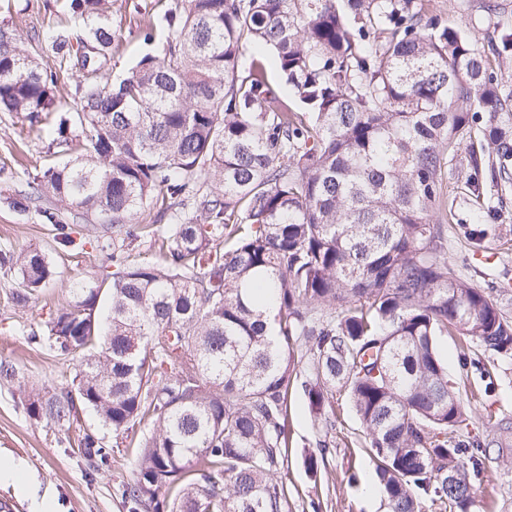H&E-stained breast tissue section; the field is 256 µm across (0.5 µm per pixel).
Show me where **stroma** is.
Masks as SVG:
<instances>
[{
    "mask_svg": "<svg viewBox=\"0 0 512 512\" xmlns=\"http://www.w3.org/2000/svg\"><path fill=\"white\" fill-rule=\"evenodd\" d=\"M170 2L112 0V28L121 36L112 45V81L125 76L139 55L158 50V43L143 41L139 31L145 20L160 19ZM428 2L431 16L464 19L482 42L493 37L496 22L512 20V0H494L497 10L492 14L485 9L487 0ZM43 4L44 0H11L10 11L0 10V24L32 42L63 21ZM60 161L28 120L0 112V250L39 246L57 271L38 298L24 307L13 300L14 278L0 273V360L12 364L16 372L13 382H0V456L22 461L31 489L52 496L58 512H129L122 491L134 478L133 457H115L93 472L78 451V436L97 427L94 414L85 413L77 422L60 427L30 418L20 401V388L51 390L72 378L75 362L54 356L29 338L42 333L51 313L67 304L72 280L99 271L105 261L98 225H74V244L64 247L56 243L52 226L41 223L35 209L19 210L7 203L8 197L28 191L38 171ZM455 211L456 219L448 226L449 262L489 291L512 316V207L497 219L483 221L477 220L470 201L457 200ZM137 221L149 231L129 246V262L162 261L156 240L165 234L166 222L150 206L142 209ZM437 346L448 364V384L466 410L465 422L449 429V438H495L501 448L485 460L476 480L477 512H512V433L500 436L493 427L495 419L512 418V360L489 357L475 341L454 333L439 337ZM320 437L302 388L293 389L288 395V512H388L385 498L366 494L377 476L345 394L336 396V451L313 474L304 459L316 452Z\"/></svg>",
    "mask_w": 512,
    "mask_h": 512,
    "instance_id": "1",
    "label": "stroma"
}]
</instances>
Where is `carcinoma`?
<instances>
[{
	"label": "carcinoma",
	"instance_id": "cac0c4a2",
	"mask_svg": "<svg viewBox=\"0 0 512 512\" xmlns=\"http://www.w3.org/2000/svg\"><path fill=\"white\" fill-rule=\"evenodd\" d=\"M83 36L51 30L25 48L0 26V112L36 123L66 107L59 73L110 68L111 0H55ZM162 47L116 87L76 85L81 153L44 169L8 204L38 208L58 243L65 212L112 235L108 272L70 285V301L29 340L78 371L59 392L31 391L30 418L62 426L92 411L112 432L78 442L89 467L133 455L131 512H288L279 474L288 394L305 362L308 406L325 434L343 392L365 435L389 512H474L480 440L465 421L437 337L454 330L512 359V319L448 262V164L466 149L458 194L482 206L484 179L512 190V22L483 47L423 0H173ZM268 48L293 100L267 81ZM72 149L70 127L37 128ZM153 205L172 214L162 264L131 265L124 243ZM24 307L54 275L38 247L0 251ZM108 280L100 288L102 280ZM149 429L138 439L136 428ZM307 468L335 448L327 438ZM472 471H467L466 462ZM462 479L448 484V469Z\"/></svg>",
	"mask_w": 512,
	"mask_h": 512
}]
</instances>
